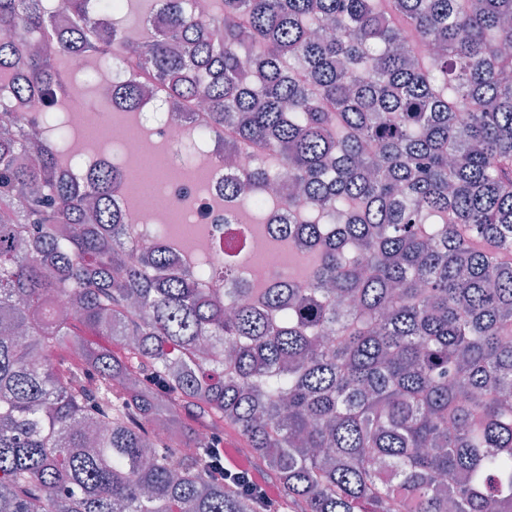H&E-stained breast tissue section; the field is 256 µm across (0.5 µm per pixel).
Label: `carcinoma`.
<instances>
[{"instance_id":"obj_1","label":"carcinoma","mask_w":512,"mask_h":512,"mask_svg":"<svg viewBox=\"0 0 512 512\" xmlns=\"http://www.w3.org/2000/svg\"><path fill=\"white\" fill-rule=\"evenodd\" d=\"M385 2L152 0L145 40L124 0H0V512H264L224 426L280 512H512V0ZM132 46L259 153L224 194L287 178L305 277L225 290L131 234L123 166L63 175L69 56ZM252 466L248 465L246 467H237L227 464V466L224 468L226 472L231 473V471H235V475H240L242 473H246L250 477V485L252 489L258 490L259 494L261 495L264 503L268 507H272L278 498V491L275 490V494L272 492V486L266 482L268 481L266 477L264 476L263 472L256 467V465L252 461ZM261 474L264 478H260L254 471V469Z\"/></svg>"}]
</instances>
